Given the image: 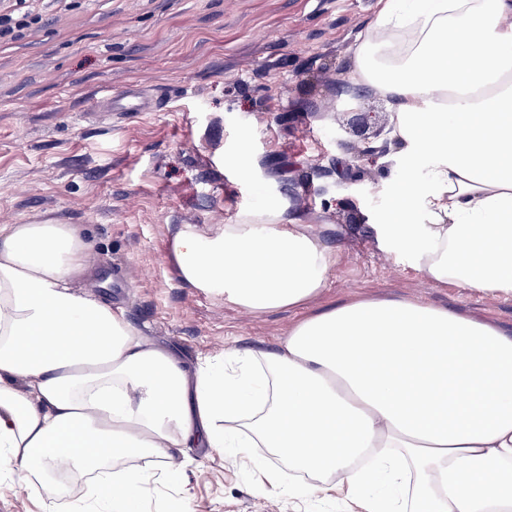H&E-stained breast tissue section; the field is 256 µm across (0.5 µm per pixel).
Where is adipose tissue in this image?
Listing matches in <instances>:
<instances>
[{
  "label": "adipose tissue",
  "mask_w": 512,
  "mask_h": 512,
  "mask_svg": "<svg viewBox=\"0 0 512 512\" xmlns=\"http://www.w3.org/2000/svg\"><path fill=\"white\" fill-rule=\"evenodd\" d=\"M351 81L386 98L391 137L426 182L397 190L379 239L426 278L512 298V0H379L357 33ZM288 205L211 237L174 236L181 278L254 312L318 296L333 253ZM76 224H0V477L60 504V464L83 483L70 512H138L180 483L186 448L258 466L260 492L342 494L359 512H512V336L411 300L346 302L271 351L187 363L89 289ZM156 458L148 472L135 459Z\"/></svg>",
  "instance_id": "adipose-tissue-1"
}]
</instances>
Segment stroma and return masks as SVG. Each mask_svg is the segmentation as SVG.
<instances>
[{"label": "stroma", "instance_id": "1", "mask_svg": "<svg viewBox=\"0 0 512 512\" xmlns=\"http://www.w3.org/2000/svg\"><path fill=\"white\" fill-rule=\"evenodd\" d=\"M40 21L0 43V224L56 217L81 225L95 294L185 361L226 348L267 350L296 322L357 298L448 307L512 333V298L424 279L374 225L395 206L408 162L358 158L344 103L351 47L377 0H28ZM167 88L157 112L91 116L104 92ZM356 168L359 181L345 177ZM288 201L335 264L295 310L250 313L184 282L173 237L237 223ZM187 453L184 485H154L142 512H349L342 498L258 494L257 472Z\"/></svg>", "mask_w": 512, "mask_h": 512}]
</instances>
